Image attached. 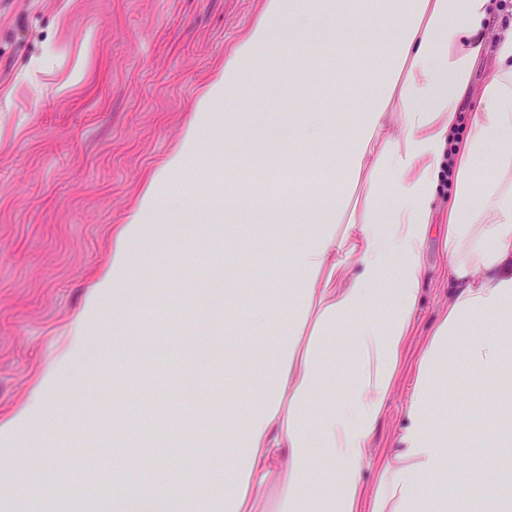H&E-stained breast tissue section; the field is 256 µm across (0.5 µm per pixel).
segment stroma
Listing matches in <instances>:
<instances>
[{
  "label": "stroma",
  "mask_w": 512,
  "mask_h": 512,
  "mask_svg": "<svg viewBox=\"0 0 512 512\" xmlns=\"http://www.w3.org/2000/svg\"><path fill=\"white\" fill-rule=\"evenodd\" d=\"M265 0H0V420L25 405L64 350L95 274L110 261L112 230L126 222L147 176L179 142L198 97L261 16ZM323 22L299 45L246 63L236 88L213 99L198 155L173 177L128 283L93 318L95 340L48 394L19 443L0 446V512H26L25 487H69L58 512H87L102 481L148 483L163 496L187 481L212 482L232 451L205 427L234 423L260 398L272 337L247 335L257 308L289 289L278 247L290 187L337 182V139L311 148L298 112L332 113L336 131L369 104L381 63L353 54L360 20L338 21L331 0H311ZM276 154L256 160L268 140ZM314 158L317 168H295ZM245 212L210 215L225 194ZM427 276L414 333L372 453L395 447L418 357L453 295L437 237L424 244ZM223 271L226 299L210 297ZM216 324L207 369L186 357L200 320ZM351 326L340 323L321 356L328 391L357 370ZM512 411V386L465 359L449 366L433 413L456 427L453 484L486 483L512 464V447L478 445L494 416Z\"/></svg>",
  "instance_id": "obj_1"
}]
</instances>
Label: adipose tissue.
<instances>
[{"label":"adipose tissue","instance_id":"1","mask_svg":"<svg viewBox=\"0 0 512 512\" xmlns=\"http://www.w3.org/2000/svg\"><path fill=\"white\" fill-rule=\"evenodd\" d=\"M342 20L360 16L374 28L394 9L405 20L396 38L359 42L384 56L378 93L341 138L345 182L362 188L355 202L329 192L294 193L292 212L311 225L284 237L296 302L276 313L254 310L245 325L266 335L278 318L284 339L269 350L272 381L246 418L225 429L237 454L224 470V494L191 483L176 498L157 500L137 487L112 492V512H251V501L273 477L283 480L278 512H448L452 498L433 494L448 485V437L432 413L448 364L465 353L489 378L512 377V25L499 21V0H334ZM297 0H267L262 18L235 47L221 77L197 104L196 118L152 174L125 224L112 234V258L94 283L84 311L71 324L68 353L81 355L104 298L128 281L134 246L154 218L162 189L195 156L210 122L208 98L236 85L243 62L268 53L274 34L314 23ZM495 68L480 70L486 52ZM401 118L394 133L392 115ZM449 185L443 249L456 292L427 340L397 436L373 485L362 469L376 426L386 415L396 375L415 328L426 273L423 243L434 221L432 204ZM386 300L389 318L375 310ZM354 324L359 372L345 395H320L325 371L318 349L337 323ZM60 375L51 367L28 403L0 422V443L14 445Z\"/></svg>","mask_w":512,"mask_h":512}]
</instances>
